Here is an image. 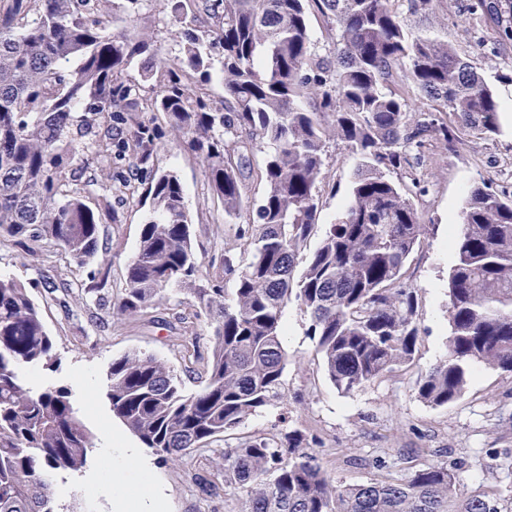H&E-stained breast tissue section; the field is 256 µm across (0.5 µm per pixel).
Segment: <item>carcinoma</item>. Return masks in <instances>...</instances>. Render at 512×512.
<instances>
[{
	"instance_id": "cac0c4a2",
	"label": "carcinoma",
	"mask_w": 512,
	"mask_h": 512,
	"mask_svg": "<svg viewBox=\"0 0 512 512\" xmlns=\"http://www.w3.org/2000/svg\"><path fill=\"white\" fill-rule=\"evenodd\" d=\"M170 2L181 35L174 58L144 33L109 29L100 0H0V238L28 255L51 243L85 267L102 249V226L118 221L112 195L134 189L96 172L128 160L152 175L153 211L117 313L139 320L177 285L214 321L205 383L194 393L146 353L107 372L112 416L164 460L202 449L277 394L291 303L308 316L316 357L343 394L413 360L418 294L402 270L432 228L389 173L429 140L455 151L458 137L430 112L409 122L390 84L408 81L480 136L498 133L500 113L448 40L410 31L409 18H429L437 0ZM312 3L334 27L326 56L311 47ZM202 9L220 15L208 33L197 26ZM473 11L512 40V0H476ZM135 62L150 95L122 80ZM215 78L218 99L206 92ZM145 112L165 115L228 218L244 206L249 153L264 154L265 194L253 223L239 227L247 262L229 252L220 262L234 287L205 280L179 178L154 167L163 130ZM331 134L359 165L342 216L312 248ZM449 244L448 356L416 381L435 407L458 401L477 365L512 372V196L471 189ZM81 289L98 305L107 300L109 267ZM57 364L29 288L0 276V512H57L54 476L82 472L94 448L70 389L34 391L19 377L22 367ZM464 468L431 461L344 484L298 430L224 450V483L247 492L242 512H504L494 496L461 492Z\"/></svg>"
}]
</instances>
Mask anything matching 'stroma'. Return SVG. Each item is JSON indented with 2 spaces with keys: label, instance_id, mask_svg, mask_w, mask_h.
<instances>
[{
  "label": "stroma",
  "instance_id": "stroma-1",
  "mask_svg": "<svg viewBox=\"0 0 512 512\" xmlns=\"http://www.w3.org/2000/svg\"><path fill=\"white\" fill-rule=\"evenodd\" d=\"M472 3L438 0L432 24L446 32L449 44L497 98L511 96L512 84L500 82L499 77L512 69V42L501 40L491 27L476 28ZM105 9L115 27L148 25L168 55L178 54L180 39L164 0H106ZM154 164L177 174L193 217L196 248L208 265L209 277H218L217 264L224 253H243L236 231L238 225L248 223L249 209H242L235 220H225L201 163L174 142L158 149ZM357 164V156L343 143L329 142L319 186V226L335 223L341 216ZM391 178L406 185L420 180L423 191L413 200L424 223L433 227L404 269L405 281L418 290L420 334L413 362L354 392L340 393L314 354L307 316L289 305V329L283 338L288 364L280 396L209 449L157 461L155 478L166 489L169 512H240L244 492L224 485L225 447L254 437L277 439L294 429L321 441V456L338 481L352 484L378 477L374 466L378 460L400 473L428 461L462 460L466 493H486L503 503L512 502V454H501L505 448L512 451V373L477 367L463 397L445 407L425 403L415 389L417 378L448 354V270L453 262L448 218L459 215L473 187L484 184L512 195V112H501L499 134L462 133L452 154L436 145L426 146L418 164L393 171ZM136 184L135 195L113 198L119 220L103 227L101 256L111 268L116 288L125 281L128 262L152 210L145 176H138ZM91 272V267H76L58 252L26 260L12 242H0V274L32 286L60 359L55 370L29 373L25 379L37 390L69 387L77 372H86L93 390L77 398L76 404L85 425L96 434L113 420L106 399V373L112 360L132 351L154 355L183 376L187 391L192 392L200 382L189 372L202 368L211 338L205 311L182 291L168 292L149 321L120 320L88 306L75 284L87 280ZM48 278L69 285L67 307L58 306L39 289V282ZM106 469V460L94 452L84 473L58 475L60 512H110L106 497L90 499L83 489L87 478Z\"/></svg>",
  "mask_w": 512,
  "mask_h": 512
}]
</instances>
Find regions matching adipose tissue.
Listing matches in <instances>:
<instances>
[{
  "instance_id": "ef3b65f1",
  "label": "adipose tissue",
  "mask_w": 512,
  "mask_h": 512,
  "mask_svg": "<svg viewBox=\"0 0 512 512\" xmlns=\"http://www.w3.org/2000/svg\"><path fill=\"white\" fill-rule=\"evenodd\" d=\"M98 451L108 470L104 477L86 481L87 494L110 496L113 512H164L167 496L154 477L152 461L123 431L104 433Z\"/></svg>"
}]
</instances>
